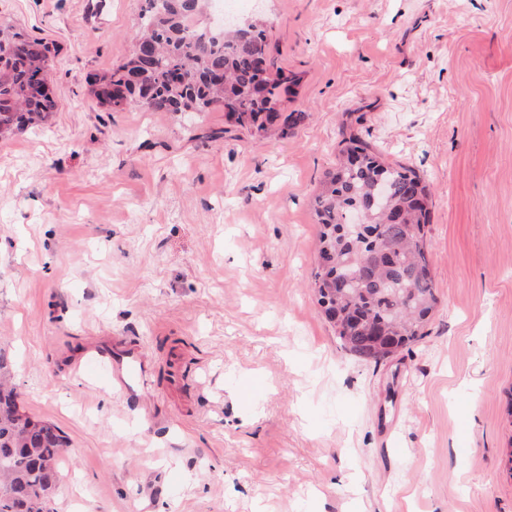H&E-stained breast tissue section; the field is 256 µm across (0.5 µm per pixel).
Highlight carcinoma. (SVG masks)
I'll return each instance as SVG.
<instances>
[{
	"mask_svg": "<svg viewBox=\"0 0 512 512\" xmlns=\"http://www.w3.org/2000/svg\"><path fill=\"white\" fill-rule=\"evenodd\" d=\"M141 38L156 46L150 59L131 54L99 82L122 86L127 102L153 112L227 109L235 125L261 136L278 119L275 105L296 77L258 67L267 57L258 21L232 29L207 22L209 0H145ZM48 43L0 28V137L42 121L55 102L46 86ZM140 77L132 82L128 76ZM432 194L410 167L385 162L358 134L340 142L336 167L326 172L312 208L319 226L320 266L313 288L344 351L381 361L368 329L403 347L424 337L437 298L427 257ZM402 220L391 223V213ZM0 352V512H50L62 479L66 439L53 424L22 411Z\"/></svg>",
	"mask_w": 512,
	"mask_h": 512,
	"instance_id": "cac0c4a2",
	"label": "carcinoma"
}]
</instances>
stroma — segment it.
Listing matches in <instances>:
<instances>
[{
  "instance_id": "obj_1",
  "label": "stroma",
  "mask_w": 512,
  "mask_h": 512,
  "mask_svg": "<svg viewBox=\"0 0 512 512\" xmlns=\"http://www.w3.org/2000/svg\"><path fill=\"white\" fill-rule=\"evenodd\" d=\"M142 6L0 0L55 48V110L0 140V350L67 440L51 508L512 512V0H249L304 115L264 139L99 104ZM346 126L434 202L437 308L377 364L310 288ZM115 336L157 365L130 394L74 368Z\"/></svg>"
}]
</instances>
